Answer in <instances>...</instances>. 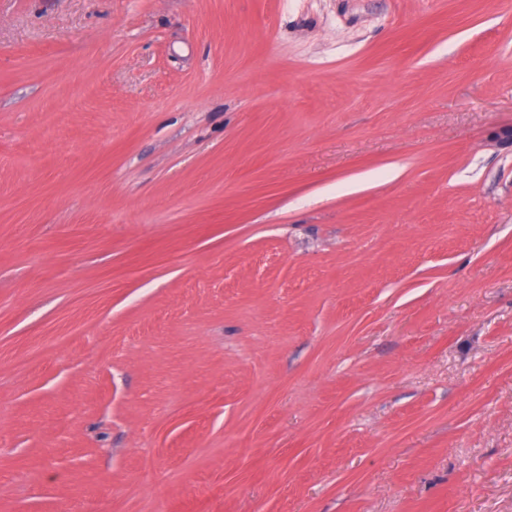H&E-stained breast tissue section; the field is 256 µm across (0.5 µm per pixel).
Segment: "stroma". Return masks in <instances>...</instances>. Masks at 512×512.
I'll list each match as a JSON object with an SVG mask.
<instances>
[{
    "label": "stroma",
    "instance_id": "obj_1",
    "mask_svg": "<svg viewBox=\"0 0 512 512\" xmlns=\"http://www.w3.org/2000/svg\"><path fill=\"white\" fill-rule=\"evenodd\" d=\"M509 126L512 0H0V512H512Z\"/></svg>",
    "mask_w": 512,
    "mask_h": 512
}]
</instances>
